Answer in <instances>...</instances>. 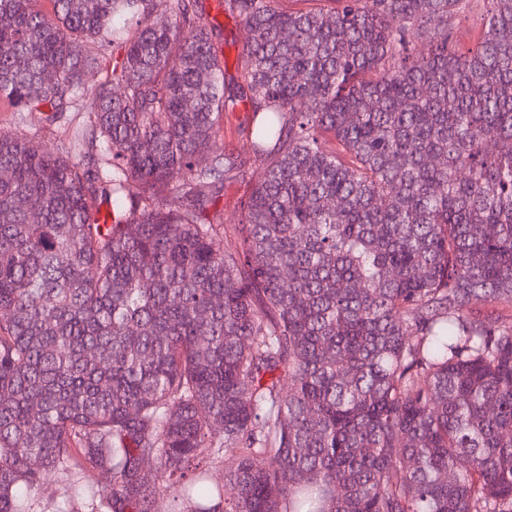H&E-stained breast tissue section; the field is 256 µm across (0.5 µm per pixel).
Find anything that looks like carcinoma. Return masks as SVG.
<instances>
[{
    "mask_svg": "<svg viewBox=\"0 0 512 512\" xmlns=\"http://www.w3.org/2000/svg\"><path fill=\"white\" fill-rule=\"evenodd\" d=\"M50 2L0 0V103L86 115L0 130V512H512V0ZM488 8L489 5L484 0L471 1L452 20L454 37L461 48H470L478 41ZM61 128L42 127L37 114H25L21 119L16 112H0V129L38 136L50 151L55 152L61 142L67 138V132L66 134L63 132L66 126Z\"/></svg>",
    "mask_w": 512,
    "mask_h": 512,
    "instance_id": "1",
    "label": "carcinoma"
}]
</instances>
